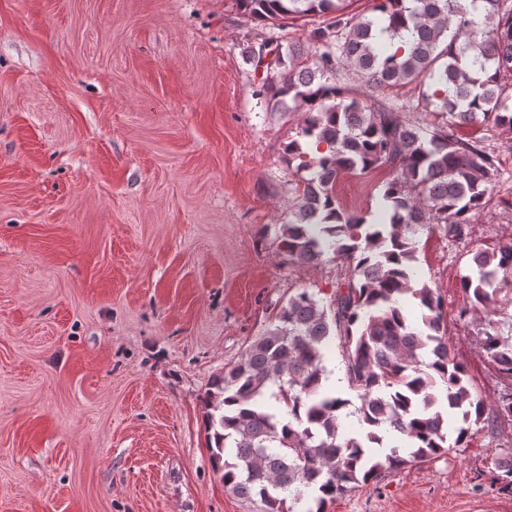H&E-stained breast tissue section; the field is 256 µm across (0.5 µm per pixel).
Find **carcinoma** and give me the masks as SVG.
Listing matches in <instances>:
<instances>
[{
    "mask_svg": "<svg viewBox=\"0 0 512 512\" xmlns=\"http://www.w3.org/2000/svg\"><path fill=\"white\" fill-rule=\"evenodd\" d=\"M347 0H240L243 13L263 25L325 16L312 31L313 60L270 32L249 52L256 96L272 112L304 113L288 164L309 171L282 225L288 260L316 265L330 253L350 277L331 304L301 290L205 395L204 427L211 460L234 495L259 498L261 512H296L308 493L316 508L368 485L385 470L465 448L485 421V402L458 363L446 337L441 296L416 276L418 233L432 224L459 236L483 210L498 169L479 140L454 129L474 123L512 131V89L499 76L512 71V5L508 0H373L371 15H348ZM403 42L396 50L391 47ZM275 54L273 62L263 60ZM346 66L365 91L336 80ZM417 82L421 99L443 122L419 123L416 106L386 102L378 92ZM385 166L386 220L368 222L341 208L334 195L344 173ZM460 318L485 312L481 348L512 376V337L500 335L495 305L512 289V240L471 251L470 273L459 280ZM413 299L414 323L402 302ZM339 340L350 390L359 405L327 392L323 347ZM282 406L270 412L265 397ZM460 412L448 444L441 405ZM354 410H349V406ZM355 415L363 436L344 433ZM411 441L404 457L366 451L388 433Z\"/></svg>",
    "mask_w": 512,
    "mask_h": 512,
    "instance_id": "obj_1",
    "label": "carcinoma"
}]
</instances>
